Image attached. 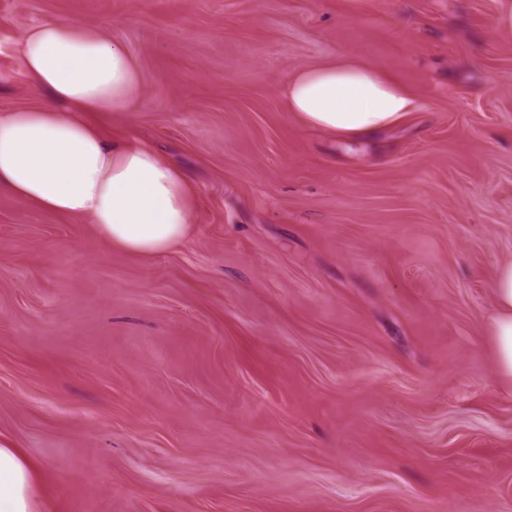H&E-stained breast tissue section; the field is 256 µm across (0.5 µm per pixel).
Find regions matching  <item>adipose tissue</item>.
Wrapping results in <instances>:
<instances>
[{
	"label": "adipose tissue",
	"mask_w": 512,
	"mask_h": 512,
	"mask_svg": "<svg viewBox=\"0 0 512 512\" xmlns=\"http://www.w3.org/2000/svg\"><path fill=\"white\" fill-rule=\"evenodd\" d=\"M30 90L46 105L0 114V191L35 208L85 215L112 245L161 254L188 236L194 200L187 175L149 145L111 142L90 117L138 103L144 76L111 37L86 25L49 20L17 41ZM288 109L310 129L344 138L400 122L417 103L377 68L353 62L295 72ZM489 318L495 367L512 384V261L499 265ZM29 464L0 442V512H31Z\"/></svg>",
	"instance_id": "adipose-tissue-1"
}]
</instances>
